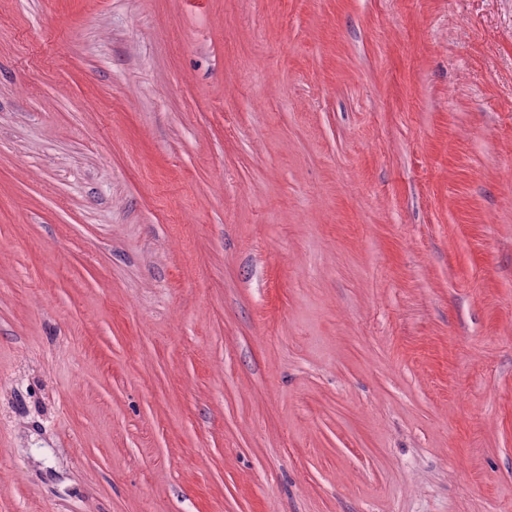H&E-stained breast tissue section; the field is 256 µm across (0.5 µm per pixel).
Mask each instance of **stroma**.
Instances as JSON below:
<instances>
[{
  "label": "stroma",
  "mask_w": 512,
  "mask_h": 512,
  "mask_svg": "<svg viewBox=\"0 0 512 512\" xmlns=\"http://www.w3.org/2000/svg\"><path fill=\"white\" fill-rule=\"evenodd\" d=\"M0 512H512V0H0Z\"/></svg>",
  "instance_id": "35a3bbf8"
}]
</instances>
